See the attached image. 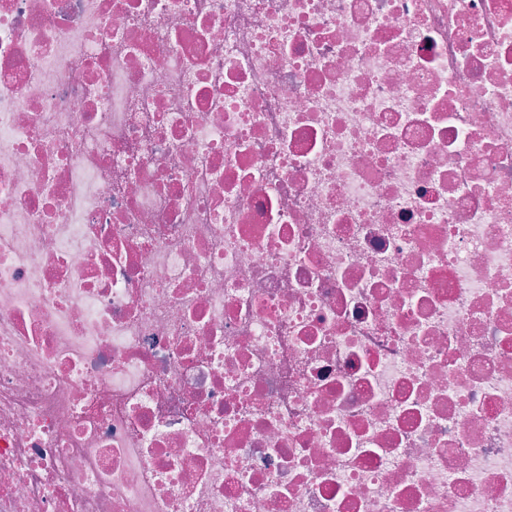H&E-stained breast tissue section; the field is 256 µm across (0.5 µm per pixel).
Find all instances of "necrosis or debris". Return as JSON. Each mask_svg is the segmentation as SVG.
I'll list each match as a JSON object with an SVG mask.
<instances>
[{"label": "necrosis or debris", "mask_w": 512, "mask_h": 512, "mask_svg": "<svg viewBox=\"0 0 512 512\" xmlns=\"http://www.w3.org/2000/svg\"><path fill=\"white\" fill-rule=\"evenodd\" d=\"M0 512H512V0H0Z\"/></svg>", "instance_id": "obj_1"}]
</instances>
